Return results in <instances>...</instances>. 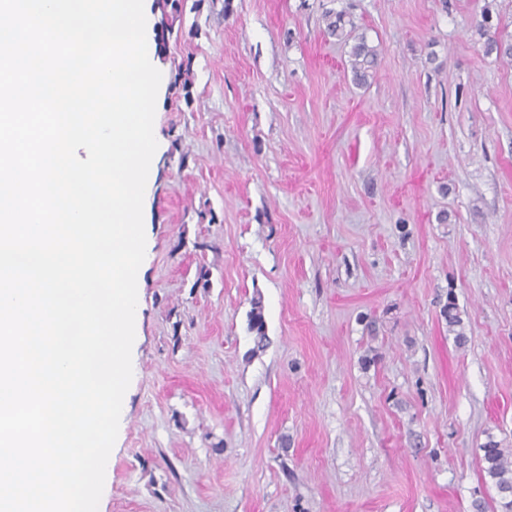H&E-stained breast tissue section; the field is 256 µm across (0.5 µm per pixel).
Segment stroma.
<instances>
[{
    "mask_svg": "<svg viewBox=\"0 0 512 512\" xmlns=\"http://www.w3.org/2000/svg\"><path fill=\"white\" fill-rule=\"evenodd\" d=\"M194 2L152 59L98 512H500L482 448L512 451V60L478 23L511 42L512 0ZM341 10L378 52L362 85L325 30ZM479 32L480 35L486 37L485 47L487 53H491L495 51L499 57L507 58L512 60V43L504 42L498 39L495 36V32L493 35L491 34V30L494 28L492 24V15L490 10L484 9L482 20L479 22Z\"/></svg>",
    "mask_w": 512,
    "mask_h": 512,
    "instance_id": "obj_1",
    "label": "stroma"
}]
</instances>
